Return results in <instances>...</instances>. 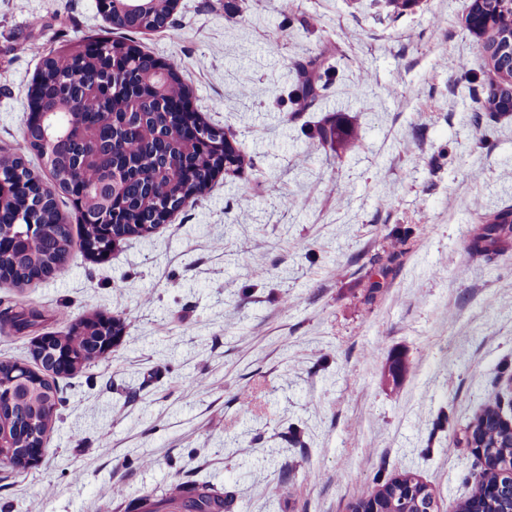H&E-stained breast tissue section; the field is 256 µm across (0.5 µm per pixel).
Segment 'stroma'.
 I'll return each instance as SVG.
<instances>
[{"instance_id":"obj_1","label":"stroma","mask_w":512,"mask_h":512,"mask_svg":"<svg viewBox=\"0 0 512 512\" xmlns=\"http://www.w3.org/2000/svg\"><path fill=\"white\" fill-rule=\"evenodd\" d=\"M471 3L178 0L137 35L252 164L107 259L76 250L46 281L0 284V309L47 316L0 331V360L92 312L127 320L107 358L59 379L48 452L0 479V506L145 512L197 480L233 512H350L405 470L438 512L473 493L467 424L494 396L512 421V240L467 249L512 209V112L483 108L498 76ZM109 29L97 0H0V148L22 143L49 50ZM320 55L330 81L299 110L294 66ZM338 121L358 137L340 153L317 137ZM510 210L499 211L490 215L483 227V231L474 237L468 245V251L472 255L490 257L501 252V237H507L512 233V223L503 224L502 216L509 214ZM0 317L4 325H9L16 332L36 326L45 320L42 309L23 302L4 308L0 312Z\"/></svg>"}]
</instances>
